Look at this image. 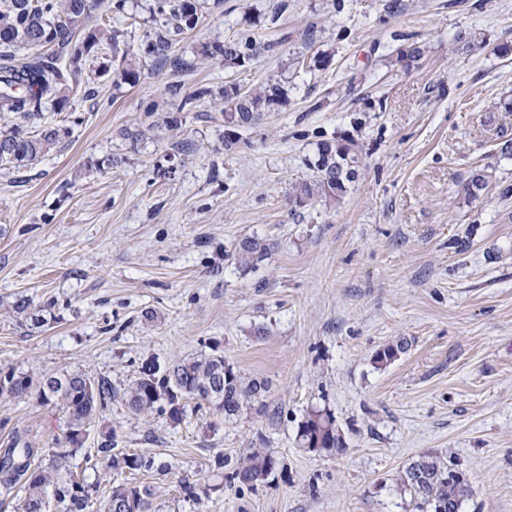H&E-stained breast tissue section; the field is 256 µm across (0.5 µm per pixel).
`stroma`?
<instances>
[{"label": "stroma", "instance_id": "stroma-1", "mask_svg": "<svg viewBox=\"0 0 512 512\" xmlns=\"http://www.w3.org/2000/svg\"><path fill=\"white\" fill-rule=\"evenodd\" d=\"M128 10L116 24L143 59L139 81L93 74L69 137L25 175L0 165V368L120 389L144 360L216 351L266 381L228 420L191 404L173 424L113 400L103 417L119 449L150 466L111 482L149 488L152 512H413L396 479L425 454L466 476L462 512H512V55L498 51L512 45V0H205L174 45L178 70L146 54L148 0ZM469 30L482 48L458 47ZM252 33L266 46L253 64L197 54ZM413 41L426 54L407 72L396 50ZM308 49L331 64L289 67ZM280 76L287 104L230 150L216 104L184 110L166 92ZM134 128L146 135L132 149ZM339 136L360 147L357 180L335 205H292L317 143ZM477 169L489 183L473 199ZM247 236L271 250L244 272L233 251ZM19 293L57 299L47 327L15 325L4 306ZM401 338L407 351L375 364ZM313 407L335 416L342 453L300 446ZM64 428L36 396L0 397V442L19 431L52 448ZM256 448L278 465L240 484Z\"/></svg>", "mask_w": 512, "mask_h": 512}]
</instances>
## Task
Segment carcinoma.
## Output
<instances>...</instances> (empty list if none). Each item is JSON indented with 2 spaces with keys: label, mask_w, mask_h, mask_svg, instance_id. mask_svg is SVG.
Masks as SVG:
<instances>
[{
  "label": "carcinoma",
  "mask_w": 512,
  "mask_h": 512,
  "mask_svg": "<svg viewBox=\"0 0 512 512\" xmlns=\"http://www.w3.org/2000/svg\"><path fill=\"white\" fill-rule=\"evenodd\" d=\"M128 0H0V113L11 112L16 121L0 125V164L17 171L30 169L55 148L67 130L58 125L36 122L47 112L73 111L71 92L79 88L87 66L104 50L119 63L120 76L128 81L139 76L140 59L127 47L124 31L112 25V13L125 12ZM200 0H154L150 7L153 33L147 35L148 55L154 61L183 67L174 56L175 37L194 30L200 20ZM26 56H20V51ZM265 46L253 35H244L222 45H204L206 58L224 57L229 68L243 67L258 59ZM423 47L414 42L397 53L396 61L405 70L420 65ZM167 93L181 97L188 105L210 98L222 104L224 120L234 127L256 126L268 112H274L288 100V85L282 79H269L248 90L236 84L226 85L219 93L201 85L184 90L182 84H170ZM314 175L296 183L290 192L299 206L307 203H336L347 193L348 185L359 175V147L350 137L323 140L317 144L310 161ZM488 184V175L475 171L465 185L466 193L477 198ZM270 245L258 237H244L235 247L239 268L254 269L268 256ZM55 301L36 305L26 295L17 294L8 303L9 313L20 328L38 329L49 324ZM10 387L0 388V397L26 398L25 381L31 376L14 369H1ZM267 384L244 381L224 356L214 352L184 358L161 368L153 361L142 363L139 376L122 390L112 383L95 381L84 373H63L48 377L43 404H53L64 412L66 447L52 449L53 460L45 467L36 463L38 449L19 432L0 448V490L19 494L17 512H49L55 501L62 512H149V489L117 485L99 503L93 498L99 483L79 482L63 472L62 460L81 449L91 424L97 422L95 452L87 456L91 468L104 478L114 472L133 473L147 466L144 457L117 449V435L100 414L118 397L136 415L160 412L174 424L182 421L187 402L197 401L231 419L245 401L266 391ZM300 445H311L315 452L340 453L344 441L334 415L313 408L298 426ZM276 460L268 453L254 450L235 471L234 479L251 484L270 475ZM452 463L439 456L425 455L410 463L398 477L403 493L410 496L416 512H439L446 504L448 512H461L470 495L463 476H449Z\"/></svg>",
  "instance_id": "carcinoma-1"
}]
</instances>
